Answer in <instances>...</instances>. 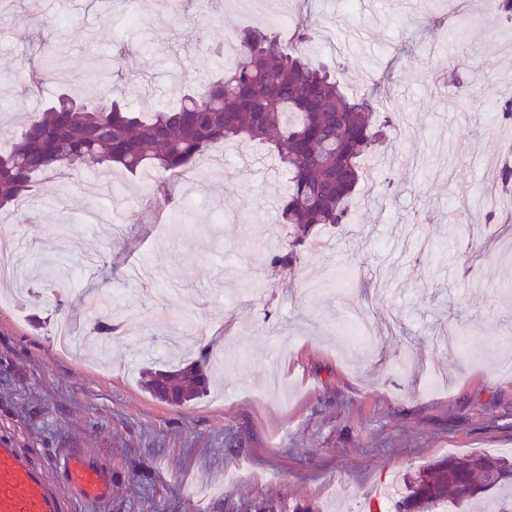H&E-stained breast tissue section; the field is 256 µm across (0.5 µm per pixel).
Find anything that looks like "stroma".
Masks as SVG:
<instances>
[{"mask_svg": "<svg viewBox=\"0 0 512 512\" xmlns=\"http://www.w3.org/2000/svg\"><path fill=\"white\" fill-rule=\"evenodd\" d=\"M280 0H13L0 22V129L18 128L59 84L90 94L110 74L135 108L174 101L229 64L222 47L264 27ZM315 58L353 93L379 89L378 117L409 121L372 159L373 194L349 224L319 225L322 251L294 248L277 221L286 174L248 145L154 198L156 175L95 174L37 187L30 210L0 215L31 265L53 258L70 296L0 283V441L57 478V451L87 448L112 470L111 512H395L404 477L429 461L484 452L512 460V252L490 245L481 196L512 152V24L466 0L475 24L448 34L454 0H289ZM52 51L58 83L18 94ZM470 67L455 74L458 59ZM297 250L289 286L273 255ZM123 319L107 362L62 353L57 324L85 335L100 299ZM364 352L342 343L356 319ZM222 351L200 398L172 406L141 372L201 348Z\"/></svg>", "mask_w": 512, "mask_h": 512, "instance_id": "35a3bbf8", "label": "stroma"}]
</instances>
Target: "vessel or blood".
Returning <instances> with one entry per match:
<instances>
[{
	"label": "vessel or blood",
	"mask_w": 512,
	"mask_h": 512,
	"mask_svg": "<svg viewBox=\"0 0 512 512\" xmlns=\"http://www.w3.org/2000/svg\"><path fill=\"white\" fill-rule=\"evenodd\" d=\"M60 482H53L17 448L0 442V512H65L59 488L67 486L77 497L107 507L112 498V471L85 449L60 451Z\"/></svg>",
	"instance_id": "1"
}]
</instances>
